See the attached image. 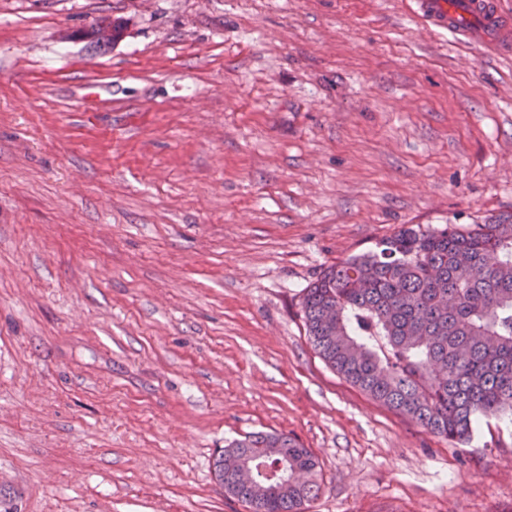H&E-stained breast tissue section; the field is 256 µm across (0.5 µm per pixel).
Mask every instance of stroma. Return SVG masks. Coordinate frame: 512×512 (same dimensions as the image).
I'll return each mask as SVG.
<instances>
[{
  "mask_svg": "<svg viewBox=\"0 0 512 512\" xmlns=\"http://www.w3.org/2000/svg\"><path fill=\"white\" fill-rule=\"evenodd\" d=\"M507 214L512 54L412 0H0V500L249 512L212 463L262 431L318 457L306 512H512V420L432 433L301 309L401 227ZM123 30L119 21H99L95 20L90 27L82 34L83 37L91 38L98 44H109L118 39Z\"/></svg>",
  "mask_w": 512,
  "mask_h": 512,
  "instance_id": "stroma-1",
  "label": "stroma"
}]
</instances>
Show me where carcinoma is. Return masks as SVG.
Returning a JSON list of instances; mask_svg holds the SVG:
<instances>
[{
	"label": "carcinoma",
	"mask_w": 512,
	"mask_h": 512,
	"mask_svg": "<svg viewBox=\"0 0 512 512\" xmlns=\"http://www.w3.org/2000/svg\"><path fill=\"white\" fill-rule=\"evenodd\" d=\"M122 30L96 20L83 36L105 45ZM302 309L328 366L430 431L464 442L476 420L512 417V215L466 233L404 226L329 266ZM242 457L256 465L250 485ZM214 468L250 512H305L320 490L317 457L287 434L235 440Z\"/></svg>",
	"instance_id": "cac0c4a2"
}]
</instances>
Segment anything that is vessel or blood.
<instances>
[{"label": "vessel or blood", "mask_w": 512, "mask_h": 512, "mask_svg": "<svg viewBox=\"0 0 512 512\" xmlns=\"http://www.w3.org/2000/svg\"><path fill=\"white\" fill-rule=\"evenodd\" d=\"M415 14L432 31L450 32L486 52H512V13L501 0H415Z\"/></svg>", "instance_id": "obj_1"}]
</instances>
